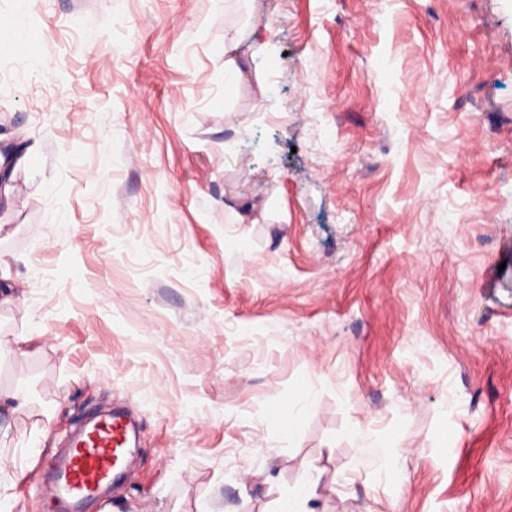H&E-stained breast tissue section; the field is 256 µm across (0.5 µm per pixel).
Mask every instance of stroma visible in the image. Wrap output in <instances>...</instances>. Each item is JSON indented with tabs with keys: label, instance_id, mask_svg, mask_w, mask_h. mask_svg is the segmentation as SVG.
Returning a JSON list of instances; mask_svg holds the SVG:
<instances>
[{
	"label": "stroma",
	"instance_id": "35a3bbf8",
	"mask_svg": "<svg viewBox=\"0 0 512 512\" xmlns=\"http://www.w3.org/2000/svg\"><path fill=\"white\" fill-rule=\"evenodd\" d=\"M0 506L512 512V0H0ZM243 77L224 41L247 28ZM29 337L26 354L16 353ZM385 446L398 463L386 473ZM2 141L4 144L2 152L0 151V170L5 167V174L10 167L12 171L23 162H26L33 154V148H27L23 153L22 149L10 148V141L7 135L0 134V145ZM129 416L121 410L95 422L76 441L57 479L51 498L67 512H82L101 489L124 470V449L134 440Z\"/></svg>",
	"mask_w": 512,
	"mask_h": 512
}]
</instances>
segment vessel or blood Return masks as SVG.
<instances>
[{
	"label": "vessel or blood",
	"mask_w": 512,
	"mask_h": 512,
	"mask_svg": "<svg viewBox=\"0 0 512 512\" xmlns=\"http://www.w3.org/2000/svg\"><path fill=\"white\" fill-rule=\"evenodd\" d=\"M134 437L129 416L116 410L77 439L50 486L51 497L62 512H83L104 486L121 475L124 450Z\"/></svg>",
	"instance_id": "vessel-or-blood-1"
}]
</instances>
